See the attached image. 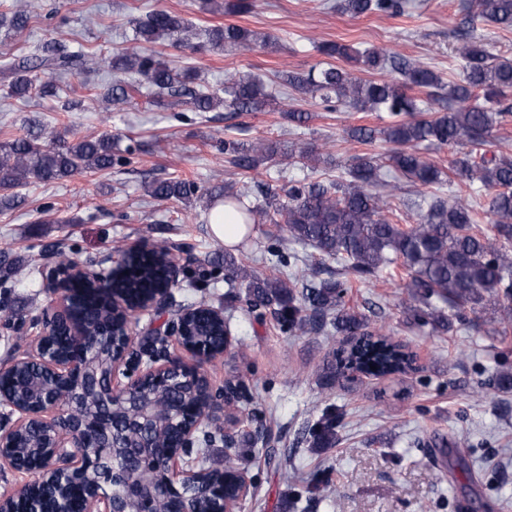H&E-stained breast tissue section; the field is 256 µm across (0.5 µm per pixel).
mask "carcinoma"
I'll return each instance as SVG.
<instances>
[{
    "instance_id": "carcinoma-1",
    "label": "carcinoma",
    "mask_w": 512,
    "mask_h": 512,
    "mask_svg": "<svg viewBox=\"0 0 512 512\" xmlns=\"http://www.w3.org/2000/svg\"><path fill=\"white\" fill-rule=\"evenodd\" d=\"M343 9L353 16L372 13L397 14L400 0H343ZM468 11L503 29L512 30V0H470ZM31 22V15L21 4L0 12V28L10 32ZM188 22L178 13L157 10L137 21L132 41L152 44L188 34ZM270 37H259L237 25L216 26L208 33L207 46L212 50L226 47L265 46ZM463 62L464 79L448 89L432 69L405 57L389 58L377 51L352 50L348 46L329 43L322 53L329 57L355 61L366 71L394 69L402 82L364 80L330 65L313 67L306 73L288 72L283 81L302 94L319 99L326 107L349 106L370 112H386L394 118L391 125L374 128L359 125L350 128V139L368 143L381 136L396 146L389 156L392 167L409 182L423 187L442 184V171L423 159L418 152L422 143L441 148L465 144L470 150L457 155L451 168L470 183L478 182L489 195L488 212L493 216L494 238L474 231V205L454 200L434 201L416 224L394 222L384 211L385 197L371 192L381 183V165L367 154L352 157L345 165V176L314 182L296 181L284 190L286 200L276 193L262 198L252 197L250 187L230 191L214 187L213 203H222L242 223L274 224L288 237L313 246L322 259H332L346 277L363 282L383 270L395 275V268L405 273V288L415 305L410 309L414 320H432L436 327L449 330L454 323H465L468 316L496 306L490 320L492 333L512 334V157H486L481 153L499 117L497 108L512 92V59L497 58L485 39L471 32L460 34L456 47ZM80 55L62 46L46 48L42 56H25L4 68L3 79L9 94L28 99L51 96L57 89L56 79L77 66ZM87 69H107L132 74L130 82L112 86V103L124 104L141 93L142 88L155 87L191 112H212L222 108L228 112H263L272 105L261 81L253 76L231 75L224 80L222 93L204 95L191 83L196 78L190 67L172 68L152 53L138 49L110 56H94ZM416 86L433 92V102L441 105L435 115L424 118L418 101L405 92ZM42 134L28 131L0 142V205L9 204L15 195L7 191L30 180L47 182L71 177L76 173L105 171L124 164L112 136L76 138L51 146L41 143ZM235 168L249 172L275 159L287 156L274 142H239L226 139L218 146ZM152 196L159 199L187 200L199 191L187 179H165L153 182ZM165 251L142 255L132 262V273L119 283L129 299H137L164 281ZM246 283L254 306L273 308L277 323L284 332L304 333L309 326L322 321L325 331L357 340L333 352L336 375L359 369L371 376H386L405 371L413 356L402 344L370 326L368 318L346 305L344 296L348 280L328 279L312 282L297 290V280L281 277L262 278L249 274L236 265V258L224 253V283L235 287ZM81 296L78 312L94 321L103 315L107 297L89 291L90 285L72 282ZM221 326L203 320L186 322L189 338L215 337ZM343 412L328 407L310 429L314 448H333L338 441L337 428ZM42 445L33 429L19 431L14 454L32 456ZM202 475L193 491L196 512H210L211 488L224 478V471L198 464Z\"/></svg>"
}]
</instances>
